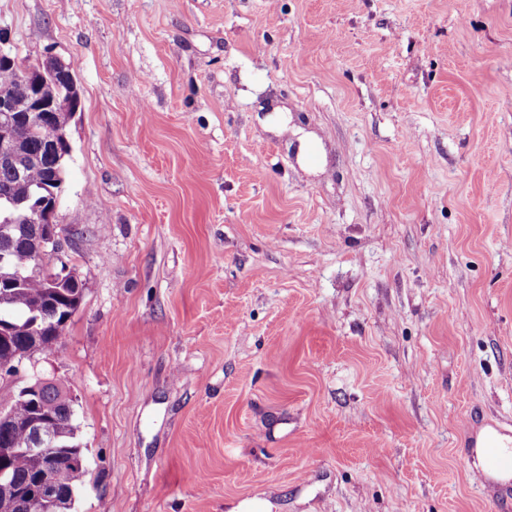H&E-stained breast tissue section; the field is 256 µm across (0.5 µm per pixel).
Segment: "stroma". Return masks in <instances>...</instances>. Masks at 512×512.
I'll return each instance as SVG.
<instances>
[{
  "mask_svg": "<svg viewBox=\"0 0 512 512\" xmlns=\"http://www.w3.org/2000/svg\"><path fill=\"white\" fill-rule=\"evenodd\" d=\"M0 48L80 90L72 512H512V0H0Z\"/></svg>",
  "mask_w": 512,
  "mask_h": 512,
  "instance_id": "35a3bbf8",
  "label": "stroma"
}]
</instances>
